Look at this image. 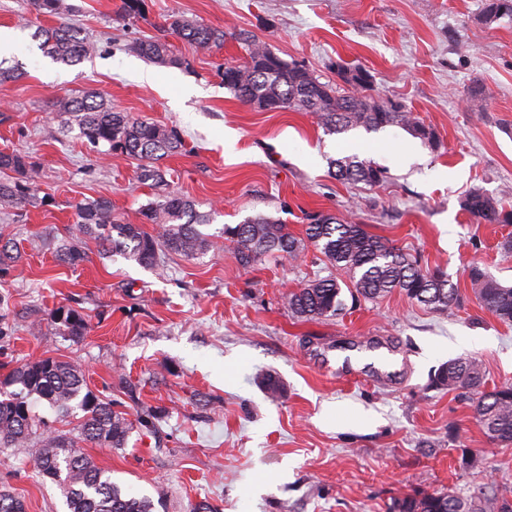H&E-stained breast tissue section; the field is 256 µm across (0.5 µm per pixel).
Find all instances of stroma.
I'll list each match as a JSON object with an SVG mask.
<instances>
[{"label": "stroma", "instance_id": "obj_1", "mask_svg": "<svg viewBox=\"0 0 512 512\" xmlns=\"http://www.w3.org/2000/svg\"><path fill=\"white\" fill-rule=\"evenodd\" d=\"M68 20L97 52L76 65L46 56L35 38L52 25L30 0H0V29L16 40L4 60L24 77L0 81V151L21 150L39 168L48 205L0 213V241L21 255L0 282L15 333L0 348V376L26 360L74 362L90 388L128 413L160 408L154 433L126 447L83 446L121 488L164 493L156 512H388L416 493L467 496L512 490V446L493 444L469 401L433 387L448 359L476 357L486 389L512 384V325L481 309L466 270L480 263L512 285V224H478L460 200L472 186L512 205V17L487 25L484 0H145L120 17L122 0H70ZM185 17L223 29V45L198 52L179 38L185 61L167 68L127 43L161 35ZM248 32L285 60L334 79L343 62L367 70L380 94L405 106L439 137L431 150L398 127L328 135L309 112H268L225 88L224 62H241ZM96 90L112 106L176 128L185 143L165 159L176 193L210 213L204 233L264 213L303 235L307 218H355L370 232L445 270L461 298L445 312L405 295L346 304L337 316L304 321L282 296L331 272L323 257H288L243 268L228 249L170 256L164 275L101 255L88 242L77 268L56 262L58 236L74 228L77 203L107 198L138 223L151 189L136 160L101 159L51 100ZM357 150L384 166L379 186L344 184L332 159ZM87 315L75 341L51 316ZM282 384L269 398L257 380ZM0 490L26 512H64L60 490L31 461L0 452Z\"/></svg>", "mask_w": 512, "mask_h": 512}]
</instances>
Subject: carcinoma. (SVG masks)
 <instances>
[{
    "instance_id": "1",
    "label": "carcinoma",
    "mask_w": 512,
    "mask_h": 512,
    "mask_svg": "<svg viewBox=\"0 0 512 512\" xmlns=\"http://www.w3.org/2000/svg\"><path fill=\"white\" fill-rule=\"evenodd\" d=\"M40 14L61 17L71 5L67 0H32ZM486 23L512 17V0H485L482 12ZM169 29L195 44L201 52L224 43V31L195 20L178 17ZM42 49L52 58L69 65L82 62L97 46L82 32L63 22L40 28ZM247 55V67L224 63V87L239 101L265 111L295 110L312 112L328 135H341L362 128L368 132L399 127L411 136L438 147L435 132L405 107L380 96L372 86L371 75L361 68L335 65L338 81H323L306 67L290 63L271 46L253 35L239 34ZM127 49L165 67L180 68L184 61L163 37L138 39ZM56 111L67 116L71 129H78L99 153L139 161L138 179L153 190V199L140 210L143 223L127 224L103 198L76 206V227L56 249L57 261L75 268L87 258L86 240L95 241L103 254L154 270H165L169 254L187 258L204 254L218 246L213 236L200 230L209 223V214L196 204L170 190L167 170L161 161L179 153L183 142L179 133L165 125L138 118L112 107L94 91L81 95H57ZM336 180L379 185L386 180V169L355 153L330 161ZM39 171L30 157L20 151L0 152V207L25 210L49 202L39 195ZM461 207L479 224H512V209L474 186L464 196ZM156 224L162 233L155 236L144 228ZM224 240L231 244V257L247 268L272 256L285 255L293 261L309 251L320 254L336 274L318 277L283 294V303L297 317L315 321L334 317L344 309L342 291L351 298L377 300L394 291L429 309L444 311L458 301L459 288L448 274L420 265L417 258L369 233L365 225L330 215H313L304 235L292 233L288 225L272 216L258 214L240 224L224 225ZM19 262L9 243L0 245V279L11 275ZM471 292L480 306L505 324L512 325V287L505 286L477 263L469 267ZM55 329L63 336L79 340L90 330L84 314L73 308L53 313ZM14 334L8 300L0 296V341ZM434 385L463 397L473 391L474 418L480 429L499 444L512 445V385L482 389L484 372L474 358L448 360L434 377ZM43 401L58 418L82 413L78 421L80 439L98 448L125 447L135 426L153 431L162 411L149 409L136 420L119 409L120 403L94 393L78 365L56 357L28 360L0 379V448L17 456L33 455L39 475L55 484L65 498V512H156L162 499L137 496L112 481L111 472L98 467L76 449V441L49 426L34 412ZM512 491L481 488L469 496L451 492L420 493L393 500L389 512H512Z\"/></svg>"
}]
</instances>
